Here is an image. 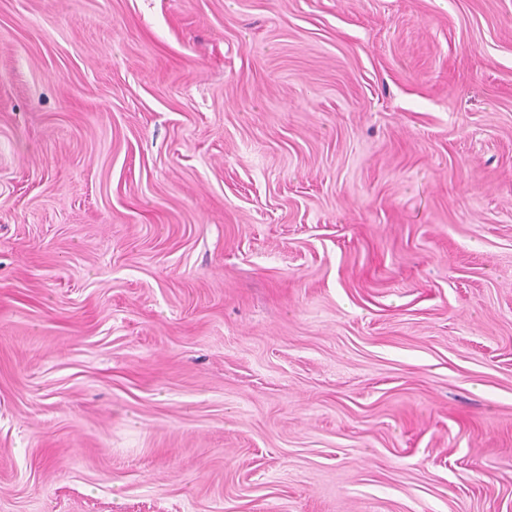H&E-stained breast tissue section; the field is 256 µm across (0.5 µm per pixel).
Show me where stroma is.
<instances>
[{
	"label": "stroma",
	"instance_id": "35a3bbf8",
	"mask_svg": "<svg viewBox=\"0 0 512 512\" xmlns=\"http://www.w3.org/2000/svg\"><path fill=\"white\" fill-rule=\"evenodd\" d=\"M0 512H512V0H0Z\"/></svg>",
	"mask_w": 512,
	"mask_h": 512
}]
</instances>
